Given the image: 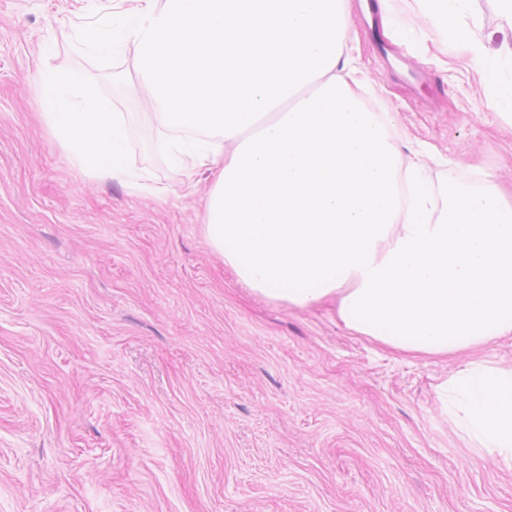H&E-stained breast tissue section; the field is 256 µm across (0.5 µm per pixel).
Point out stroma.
Instances as JSON below:
<instances>
[{"label":"stroma","instance_id":"stroma-1","mask_svg":"<svg viewBox=\"0 0 512 512\" xmlns=\"http://www.w3.org/2000/svg\"><path fill=\"white\" fill-rule=\"evenodd\" d=\"M131 0H0V512H512V471L468 448L438 386L473 360L512 369V333L445 356L346 329L336 301L252 293L162 152L133 56L77 48ZM489 50L512 44L473 0ZM384 27L433 73L405 84L348 25L349 83L427 179L492 174L512 205V122L419 0ZM73 72L128 116L139 184L83 173L40 116L39 69Z\"/></svg>","mask_w":512,"mask_h":512}]
</instances>
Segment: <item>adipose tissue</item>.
<instances>
[{
    "instance_id": "1",
    "label": "adipose tissue",
    "mask_w": 512,
    "mask_h": 512,
    "mask_svg": "<svg viewBox=\"0 0 512 512\" xmlns=\"http://www.w3.org/2000/svg\"><path fill=\"white\" fill-rule=\"evenodd\" d=\"M428 17L441 27L449 44H466L472 66L493 89L490 106L512 120V46L487 52L469 24L471 0H429ZM38 93L42 116L65 147L71 164L85 173L129 178V129L122 113L111 111L83 89L72 73L40 71ZM448 420L470 447L483 449L502 468L512 469V370L471 361L449 376L443 388Z\"/></svg>"
}]
</instances>
